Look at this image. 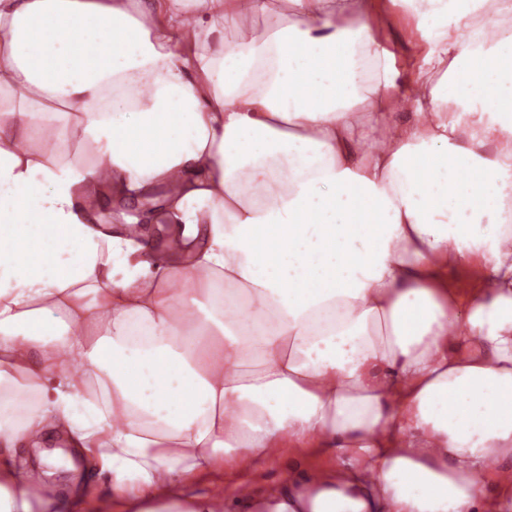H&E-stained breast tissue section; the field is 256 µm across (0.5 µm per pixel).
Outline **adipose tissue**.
<instances>
[{
  "instance_id": "1",
  "label": "adipose tissue",
  "mask_w": 512,
  "mask_h": 512,
  "mask_svg": "<svg viewBox=\"0 0 512 512\" xmlns=\"http://www.w3.org/2000/svg\"><path fill=\"white\" fill-rule=\"evenodd\" d=\"M286 2L0 0V450L91 512H512V0H422L401 97L373 0ZM286 447L344 461L257 488Z\"/></svg>"
}]
</instances>
